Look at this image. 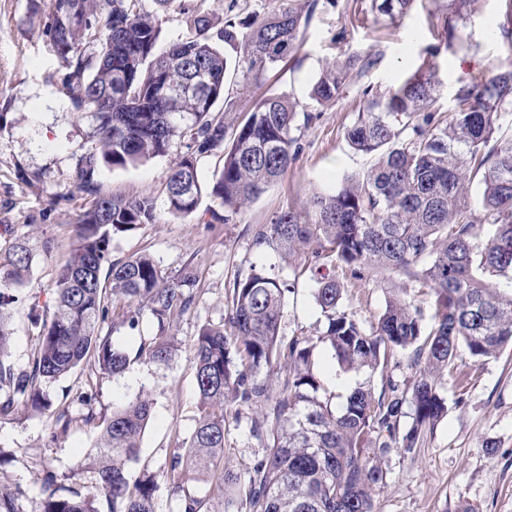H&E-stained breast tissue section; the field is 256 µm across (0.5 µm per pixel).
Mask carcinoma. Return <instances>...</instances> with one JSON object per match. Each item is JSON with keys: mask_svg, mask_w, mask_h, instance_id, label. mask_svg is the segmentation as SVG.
I'll list each match as a JSON object with an SVG mask.
<instances>
[{"mask_svg": "<svg viewBox=\"0 0 512 512\" xmlns=\"http://www.w3.org/2000/svg\"><path fill=\"white\" fill-rule=\"evenodd\" d=\"M49 0L47 32L66 72L61 78L71 108L89 113L85 137L93 146L77 159L74 181L85 195L73 254L60 269L53 311L29 305L39 327L27 366L9 363L11 309L32 270L34 256L17 240L0 252V419L24 408L52 405L46 384L83 365L99 375L122 372L129 356L99 333L120 304L135 303L125 322L134 329L146 307L164 328L186 312L194 277L168 276L146 255L110 261L115 236L154 224L151 197L126 198L104 190V170L135 166L168 155L173 140L189 137V150L175 159L165 205L173 215L193 213L202 193L197 158L221 149L223 169L210 194L226 213H236L280 181L294 160L291 147L298 112L307 106L285 93L257 102L248 119L227 133L213 106L224 95L227 59L211 41V13L181 6L189 35L156 52L157 12L175 0ZM416 0H369L360 14L394 21ZM469 0H448L431 18L440 22L442 48L460 39L458 22ZM317 0H281L263 15H234L220 40L240 52L241 72L257 80L300 45ZM500 34L512 49V0H503ZM99 45L78 51L82 40ZM375 64L353 53L321 73L308 94L311 106L338 98L346 81ZM436 66L423 63L387 94L364 90L365 111L346 129L349 145L375 162L358 177L344 178L331 193H313L300 207L279 212L260 229L255 244L284 255L308 252L315 261L348 268L394 270L430 290L431 326L423 312L393 295L375 321L363 322L342 304L344 283L317 281L313 297L321 314L315 330L283 342V282L264 269L234 280L231 307L222 325L205 324L194 341L195 381L202 415L190 438L173 448L163 483L181 497L180 512H214L209 500L187 485L211 470L224 454V408L250 411L249 432L263 453L240 476L223 470L224 512H375V493L386 480L382 458L411 451L447 411L441 389L448 375L467 377L455 363L460 349L475 361L512 345V293L494 280H512V138L499 136L512 114V56L492 74L478 72L455 93V108L437 107ZM479 180L481 197L467 202ZM416 346L414 378L400 389L382 378L380 391L362 384L343 406L324 384L315 363L318 349L333 352L340 370L384 372L395 352ZM176 345L168 336L144 337L137 356L166 362ZM286 368L272 382L275 366ZM76 399L95 420L96 391L87 384ZM152 403L131 400L103 424L95 454L81 467L92 473L86 493H58V474H37L43 497L36 512H155L156 477L135 474L140 440ZM411 419L408 427L402 420Z\"/></svg>", "mask_w": 512, "mask_h": 512, "instance_id": "obj_1", "label": "carcinoma"}]
</instances>
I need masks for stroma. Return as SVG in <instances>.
<instances>
[{"instance_id":"35a3bbf8","label":"stroma","mask_w":512,"mask_h":512,"mask_svg":"<svg viewBox=\"0 0 512 512\" xmlns=\"http://www.w3.org/2000/svg\"><path fill=\"white\" fill-rule=\"evenodd\" d=\"M361 0H320L307 24L303 42L292 58L269 71L264 82L245 85L242 75L228 74L225 93L213 111L226 124L245 121L254 102L271 93H287L306 100L323 68L354 52L376 57L375 67L350 82L336 101L317 107L309 123L293 136L295 161L286 176L238 213L221 222L224 210L209 193H202L196 211L186 217L161 213L154 224L112 242L111 258L124 261L148 254L172 277L193 271L189 309L168 330L178 349L168 363L140 359L141 337L155 335L157 324L142 310L138 328L121 316L100 327L130 362L115 375L90 378L88 371L47 385L53 405L64 395L76 394L86 381L98 393L94 410L108 415L138 397L149 399L152 419L140 442L135 472L162 473L173 448L191 436L201 416L196 392L193 342L202 325L223 324L229 307V287L235 277L263 267L283 280L289 291L280 334L290 338L313 329L320 312L313 299L315 282L304 256L282 259L256 246L259 227L291 206L300 205L316 191L333 190L343 177L359 175L372 156L352 149L345 129L367 104L365 89L382 90L400 83L429 56L440 41V29L430 22V4L421 0L405 17L389 23L357 22L354 11ZM502 0H471L460 22L462 40L437 57L438 106L451 112L460 83L478 71L489 70L507 54L497 25ZM46 17L34 14L31 0H0V248L19 237L49 241L38 248L30 276L13 308L14 343L10 361L25 368L37 334L28 317L32 302L49 305L57 274L74 245L73 226L85 203L73 172L78 156L90 143L85 138L90 119L72 112L63 94L61 62L45 34ZM188 151L187 139L174 140L168 156L143 164L116 168L103 177L106 190L129 198L150 196L165 200V186L175 157ZM327 274L347 281L343 305L357 318L371 321L382 311L392 289L431 315L430 298L417 282L390 272L327 267ZM460 370L473 372L467 384L449 380L442 389L448 413L416 453L392 452L382 461L386 482L375 493L376 512H512V346L480 366L467 352H459ZM74 426L50 440V411L21 412L0 419V487L14 492L20 512H32L42 490L36 473L50 466L62 475L64 489H79L88 480L78 465L96 443L100 428L83 424L86 409L71 404ZM251 438L245 415L228 406L224 445L225 467L244 473L260 453Z\"/></svg>"}]
</instances>
